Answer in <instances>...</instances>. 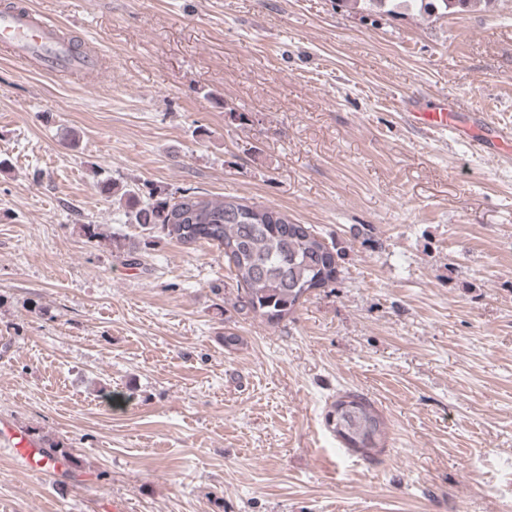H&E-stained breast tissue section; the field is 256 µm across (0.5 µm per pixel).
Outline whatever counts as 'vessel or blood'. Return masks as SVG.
Returning a JSON list of instances; mask_svg holds the SVG:
<instances>
[{"instance_id": "obj_1", "label": "vessel or blood", "mask_w": 512, "mask_h": 512, "mask_svg": "<svg viewBox=\"0 0 512 512\" xmlns=\"http://www.w3.org/2000/svg\"><path fill=\"white\" fill-rule=\"evenodd\" d=\"M0 43L11 46L16 63L44 73L72 71L92 76L101 67L95 53H74L58 26L45 22L29 8L0 11ZM413 119L433 132L455 125V114L445 103L433 112L414 113ZM0 443L7 445L29 471L45 475L57 469L56 463L45 457L34 438L22 429L7 423L0 425Z\"/></svg>"}]
</instances>
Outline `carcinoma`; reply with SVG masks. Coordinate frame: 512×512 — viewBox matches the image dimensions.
<instances>
[{"instance_id": "1", "label": "carcinoma", "mask_w": 512, "mask_h": 512, "mask_svg": "<svg viewBox=\"0 0 512 512\" xmlns=\"http://www.w3.org/2000/svg\"><path fill=\"white\" fill-rule=\"evenodd\" d=\"M346 9L368 15L398 17L413 11L431 15L453 14L473 4L494 0H337ZM202 201L203 211L219 218L201 224L193 233L168 229L170 211L177 198L166 196L146 202L135 214L136 223L145 231L156 230L184 245L206 243L224 255V264L236 286L233 309L247 317L259 318L269 325L288 320L300 305L302 287L318 283L330 290L343 280L346 256L341 242L328 240L310 224L288 221V214L275 207L252 203V214L238 220L225 218L236 196L220 199L193 192ZM325 424L340 442L352 451L356 448H383L386 422L370 400L348 392L336 397L325 414ZM42 450L62 461L72 471L78 462L66 450L45 442Z\"/></svg>"}]
</instances>
